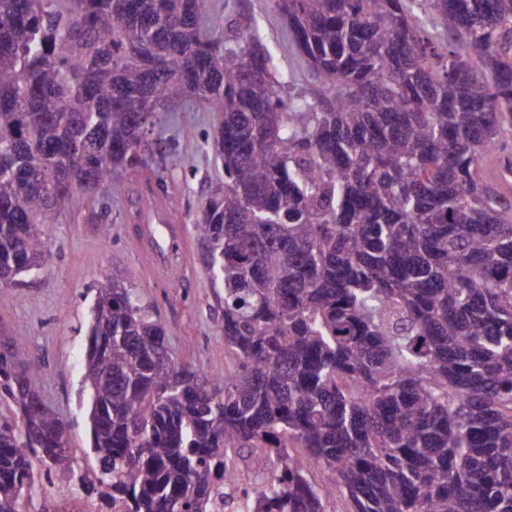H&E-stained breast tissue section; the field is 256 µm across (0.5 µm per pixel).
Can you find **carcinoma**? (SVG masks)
<instances>
[{"mask_svg": "<svg viewBox=\"0 0 512 512\" xmlns=\"http://www.w3.org/2000/svg\"><path fill=\"white\" fill-rule=\"evenodd\" d=\"M211 0H0V288L49 254L59 206L142 177L169 104L223 115L224 188L193 224L224 288L217 378L176 360L116 279L85 354L91 452L68 451L27 345H0V512L34 461L131 512H208L228 452L276 458L243 512H512V0H269L318 80L285 97ZM336 475L323 488L311 463Z\"/></svg>", "mask_w": 512, "mask_h": 512, "instance_id": "obj_1", "label": "carcinoma"}]
</instances>
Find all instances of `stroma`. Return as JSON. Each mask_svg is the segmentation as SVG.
<instances>
[{
	"instance_id": "stroma-1",
	"label": "stroma",
	"mask_w": 512,
	"mask_h": 512,
	"mask_svg": "<svg viewBox=\"0 0 512 512\" xmlns=\"http://www.w3.org/2000/svg\"><path fill=\"white\" fill-rule=\"evenodd\" d=\"M256 30L274 54L285 93L309 94L310 77L291 35L268 0H211L204 28L227 24ZM221 116L205 104L184 101L162 112L147 137L169 175L164 222L138 220L137 197L108 202L110 236L100 222L74 218L62 205L46 225L50 253L40 270L0 296V340L23 339L40 369L39 391L69 426L68 446L81 464L92 463L85 351L91 304L103 275L136 289L166 329L174 357L214 375L224 372V330L219 297L224 289L200 259L192 229L212 193L224 186V169L211 147ZM181 279H174L173 269Z\"/></svg>"
}]
</instances>
